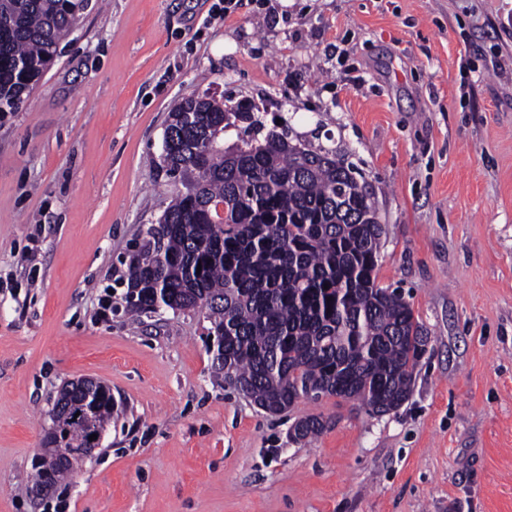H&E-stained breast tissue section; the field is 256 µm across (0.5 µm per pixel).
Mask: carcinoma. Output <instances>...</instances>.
<instances>
[{
    "mask_svg": "<svg viewBox=\"0 0 512 512\" xmlns=\"http://www.w3.org/2000/svg\"><path fill=\"white\" fill-rule=\"evenodd\" d=\"M85 9L0 0V120L24 107ZM231 129L249 137L226 148ZM163 141L183 189L159 218L165 228L133 246L126 312L204 313L214 372L269 414L339 390L374 415L408 400L428 334L402 292L377 281L387 229L353 172L322 146L288 145L222 95L181 98ZM293 429L305 444L325 422L310 415ZM63 432L68 447H86L82 419H64ZM82 459L41 455L57 483Z\"/></svg>",
    "mask_w": 512,
    "mask_h": 512,
    "instance_id": "cac0c4a2",
    "label": "carcinoma"
}]
</instances>
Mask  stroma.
I'll list each match as a JSON object with an SVG mask.
<instances>
[{"mask_svg": "<svg viewBox=\"0 0 512 512\" xmlns=\"http://www.w3.org/2000/svg\"><path fill=\"white\" fill-rule=\"evenodd\" d=\"M88 0L0 123V512H512V0ZM211 91L351 166L388 228L380 285L431 338L375 416H270L211 370L207 320L124 313V259L180 182L168 113ZM106 382L101 448L41 498L63 384ZM321 416L311 445L292 424Z\"/></svg>", "mask_w": 512, "mask_h": 512, "instance_id": "1", "label": "stroma"}]
</instances>
